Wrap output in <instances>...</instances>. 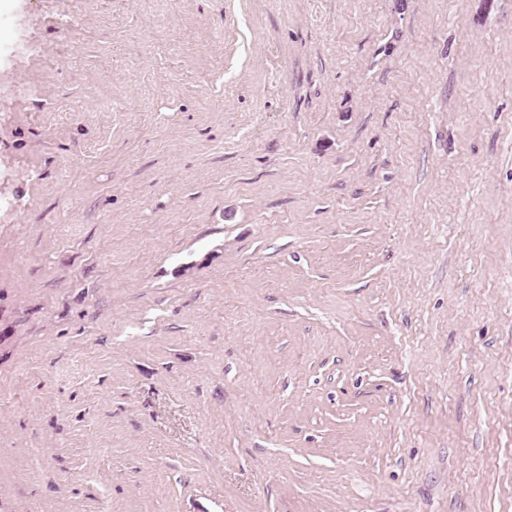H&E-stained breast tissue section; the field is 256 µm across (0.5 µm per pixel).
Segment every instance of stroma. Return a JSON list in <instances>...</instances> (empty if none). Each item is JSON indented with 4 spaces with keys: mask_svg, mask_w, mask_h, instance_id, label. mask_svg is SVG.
<instances>
[{
    "mask_svg": "<svg viewBox=\"0 0 512 512\" xmlns=\"http://www.w3.org/2000/svg\"><path fill=\"white\" fill-rule=\"evenodd\" d=\"M0 512H512V0H0Z\"/></svg>",
    "mask_w": 512,
    "mask_h": 512,
    "instance_id": "stroma-1",
    "label": "stroma"
}]
</instances>
